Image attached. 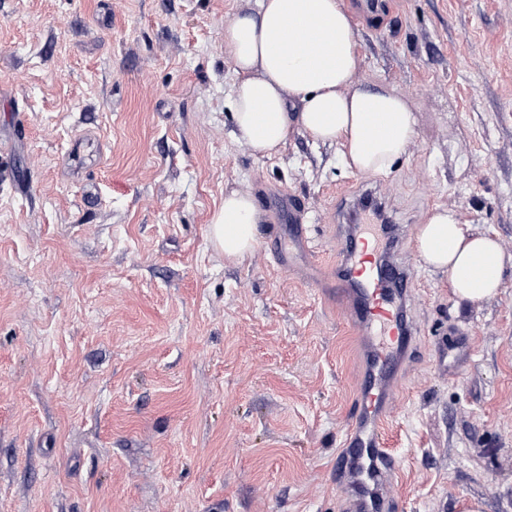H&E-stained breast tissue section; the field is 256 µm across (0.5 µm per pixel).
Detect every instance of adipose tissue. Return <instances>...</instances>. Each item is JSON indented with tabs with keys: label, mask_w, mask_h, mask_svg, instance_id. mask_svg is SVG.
<instances>
[{
	"label": "adipose tissue",
	"mask_w": 512,
	"mask_h": 512,
	"mask_svg": "<svg viewBox=\"0 0 512 512\" xmlns=\"http://www.w3.org/2000/svg\"><path fill=\"white\" fill-rule=\"evenodd\" d=\"M224 46L238 75L233 135L254 154L278 151L298 131L341 143L345 165L368 175L389 171L417 136L407 98L357 81V35L342 0H257L256 10L225 23ZM262 221L250 193H227L210 223L211 242L225 259H243ZM415 244L427 265L447 272L461 303L495 296L512 264L496 238L473 232L451 209L429 214Z\"/></svg>",
	"instance_id": "1"
}]
</instances>
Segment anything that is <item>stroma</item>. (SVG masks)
Instances as JSON below:
<instances>
[{
  "mask_svg": "<svg viewBox=\"0 0 512 512\" xmlns=\"http://www.w3.org/2000/svg\"><path fill=\"white\" fill-rule=\"evenodd\" d=\"M256 0H0V512H342L332 475L361 347L334 298L270 252L266 196L334 218L364 192L421 224L455 209L512 253V0H394L356 25L357 78L411 101L390 172L293 133L232 136L224 23ZM232 190L254 253L209 242ZM420 329L387 442L398 512H512V267L457 304L413 257ZM474 341L448 373V335Z\"/></svg>",
  "mask_w": 512,
  "mask_h": 512,
  "instance_id": "35a3bbf8",
  "label": "stroma"
}]
</instances>
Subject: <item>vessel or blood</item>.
I'll return each mask as SVG.
<instances>
[{"label": "vessel or blood", "instance_id": "1", "mask_svg": "<svg viewBox=\"0 0 512 512\" xmlns=\"http://www.w3.org/2000/svg\"><path fill=\"white\" fill-rule=\"evenodd\" d=\"M294 220L275 237L274 251L281 269H294L293 250L308 258L305 274L317 280L321 266L303 222L300 201L289 208ZM385 250L371 246L358 230H347L336 263L337 276L328 285L343 309L347 324L363 344L364 368L356 383L351 424L336 454V484L344 512H394L385 488L400 462L387 448L384 433L392 415V380L413 346L417 326L407 305L412 270L401 256L402 234L391 226Z\"/></svg>", "mask_w": 512, "mask_h": 512}]
</instances>
